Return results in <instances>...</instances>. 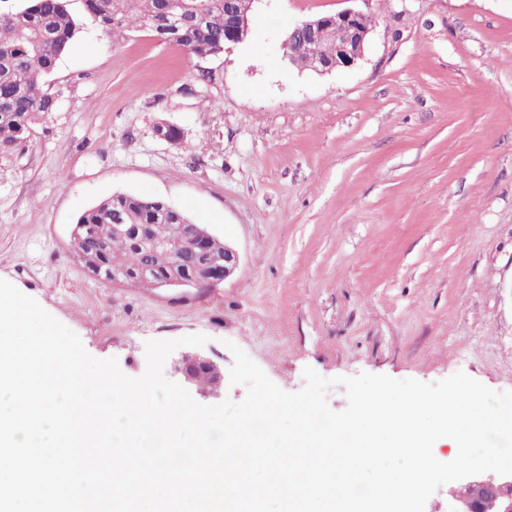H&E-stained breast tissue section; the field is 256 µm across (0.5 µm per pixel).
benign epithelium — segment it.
Listing matches in <instances>:
<instances>
[{
  "label": "benign epithelium",
  "instance_id": "benign-epithelium-1",
  "mask_svg": "<svg viewBox=\"0 0 512 512\" xmlns=\"http://www.w3.org/2000/svg\"><path fill=\"white\" fill-rule=\"evenodd\" d=\"M259 0H245L246 12L228 15V30L224 35V52L245 42L251 31V19L246 13L255 12ZM365 13L354 8H346L336 13L319 15L295 24L293 30L286 33L282 42L283 60L292 67L300 51L310 49L311 65L308 70L318 75H329L335 71L356 65L365 55V50L375 27L363 24ZM333 30L336 52L326 58L311 51L321 35V27ZM196 258L205 268L206 275L195 285L215 287L230 276L238 264V255L230 247L224 249V258L217 260L204 250L195 253ZM216 373V367L207 359L197 357L182 364L181 373L189 383L196 382L201 373ZM451 512H512V480L500 481L492 476L476 480L466 486V491L459 495L457 504Z\"/></svg>",
  "mask_w": 512,
  "mask_h": 512
}]
</instances>
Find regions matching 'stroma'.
I'll return each instance as SVG.
<instances>
[{
  "label": "stroma",
  "mask_w": 512,
  "mask_h": 512,
  "mask_svg": "<svg viewBox=\"0 0 512 512\" xmlns=\"http://www.w3.org/2000/svg\"><path fill=\"white\" fill-rule=\"evenodd\" d=\"M345 6L273 0L213 84L184 48L85 23L45 79L55 110L0 153V279L127 376L179 340L166 379L199 356L220 371L213 394L188 386L203 405L245 398L235 346L284 391L308 366L333 379L337 412V377L363 372L512 390V0H358L376 28L356 66L288 69L289 26ZM115 193L185 209L236 269L214 288L93 278L71 231Z\"/></svg>",
  "instance_id": "1"
}]
</instances>
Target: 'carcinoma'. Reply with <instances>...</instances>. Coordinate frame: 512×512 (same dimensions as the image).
I'll return each mask as SVG.
<instances>
[{
  "label": "carcinoma",
  "mask_w": 512,
  "mask_h": 512,
  "mask_svg": "<svg viewBox=\"0 0 512 512\" xmlns=\"http://www.w3.org/2000/svg\"><path fill=\"white\" fill-rule=\"evenodd\" d=\"M68 0H23V6L0 12V151L10 150L45 112L56 107L43 90L42 78L78 39L82 22L67 8ZM191 12L176 30L168 23L163 0H83L85 15L104 31L119 36L146 30L163 43L189 52H211L224 46V0H185ZM160 199L116 193L77 218L73 254L85 269L95 267L107 281L136 274L144 265L156 279L172 273L177 260L199 277L190 263L192 251L177 257L164 249L142 251L130 234L115 224H147L152 238L164 243H190L191 220L185 210L162 213Z\"/></svg>",
  "instance_id": "1"
}]
</instances>
